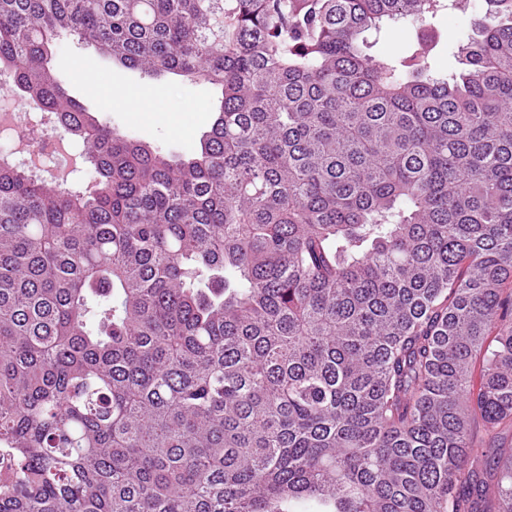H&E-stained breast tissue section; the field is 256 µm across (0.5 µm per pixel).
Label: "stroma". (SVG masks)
I'll return each mask as SVG.
<instances>
[{
  "mask_svg": "<svg viewBox=\"0 0 512 512\" xmlns=\"http://www.w3.org/2000/svg\"><path fill=\"white\" fill-rule=\"evenodd\" d=\"M483 0H465L460 9L438 16L445 46L439 54L441 69H452L454 45L465 38L480 14ZM91 56L94 83L75 78L83 56ZM54 68L63 80L71 82L74 91L93 111L100 122L121 133L148 143L151 147L179 154L195 152L206 131H209L211 103L217 91L201 80L179 79L156 81L139 71L127 69L97 56L93 46L77 39L63 37L54 55ZM111 88L115 97L112 106H102L94 94L95 87Z\"/></svg>",
  "mask_w": 512,
  "mask_h": 512,
  "instance_id": "35a3bbf8",
  "label": "stroma"
}]
</instances>
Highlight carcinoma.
<instances>
[{"label":"carcinoma","instance_id":"obj_1","mask_svg":"<svg viewBox=\"0 0 512 512\" xmlns=\"http://www.w3.org/2000/svg\"><path fill=\"white\" fill-rule=\"evenodd\" d=\"M459 2L0 0L92 170L0 157V512H512V0L439 71ZM63 35L219 88L200 149L101 123ZM411 37V29L401 27L381 34L378 43L371 49V52L378 56L390 54L399 46L403 45Z\"/></svg>","mask_w":512,"mask_h":512}]
</instances>
